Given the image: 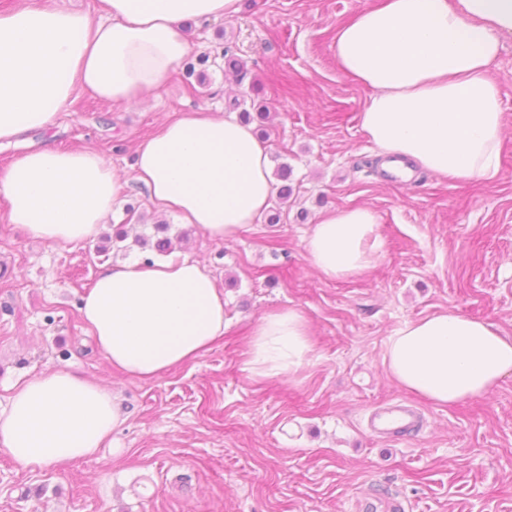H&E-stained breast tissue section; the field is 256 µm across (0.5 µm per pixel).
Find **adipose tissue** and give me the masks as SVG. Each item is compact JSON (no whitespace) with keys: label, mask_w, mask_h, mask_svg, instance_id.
<instances>
[{"label":"adipose tissue","mask_w":512,"mask_h":512,"mask_svg":"<svg viewBox=\"0 0 512 512\" xmlns=\"http://www.w3.org/2000/svg\"><path fill=\"white\" fill-rule=\"evenodd\" d=\"M240 0H97L96 12L21 0L0 9V144L53 127L77 89L133 104L160 90L192 45L185 21L234 18ZM512 39V0H379L336 31L339 69L371 89L361 127L382 154L444 179L497 176L506 122L492 75ZM133 179L156 208L212 240L260 221L272 197L271 164L252 128L186 112L137 147ZM125 185L101 154L41 148L0 171L10 223L54 246L92 239ZM377 217L364 206L320 214L305 240L323 277L359 275L378 261ZM83 321L114 370L148 380L199 358L224 334V291L188 257L103 269L83 297ZM313 351L296 307L262 315L247 369L291 376ZM388 377L436 405L483 398L512 374V336L452 313L411 320L389 336ZM126 420L105 386L57 367L26 378L0 410V447L26 468L97 454Z\"/></svg>","instance_id":"ef3b65f1"}]
</instances>
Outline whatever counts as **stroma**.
<instances>
[{
	"label": "stroma",
	"mask_w": 512,
	"mask_h": 512,
	"mask_svg": "<svg viewBox=\"0 0 512 512\" xmlns=\"http://www.w3.org/2000/svg\"><path fill=\"white\" fill-rule=\"evenodd\" d=\"M376 0H240L231 20L184 22L194 73L172 72L139 105L82 91L56 126L0 147V170L31 147L90 148L126 185L101 237L56 247L7 221L0 196V408L26 374L64 365L119 392L126 422L92 458L31 470L0 448V512H512V375L490 395L435 405L393 384L382 364L404 322L448 312L512 336V40L493 68L507 130L500 172L460 182L415 170L397 182L371 164L360 125L369 88L336 65L337 28ZM244 61L227 72L225 55ZM271 113L265 146L292 169L280 223L216 241L158 213L132 179L139 143L192 110ZM377 216L382 255L366 275L320 277L304 240L328 208ZM124 223L123 246L105 233ZM171 227L181 256L206 263L224 290L227 327L194 362L150 380L111 369L79 312L101 268L149 257L134 235ZM296 306L311 321L310 361L294 376L257 377L248 343L266 312ZM414 406L420 427L379 438L369 415Z\"/></svg>",
	"instance_id": "35a3bbf8"
}]
</instances>
